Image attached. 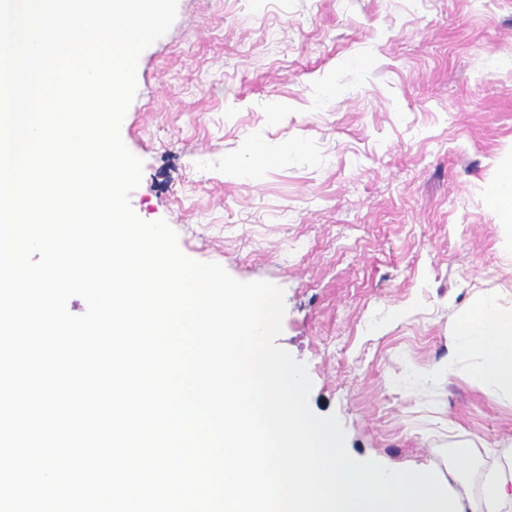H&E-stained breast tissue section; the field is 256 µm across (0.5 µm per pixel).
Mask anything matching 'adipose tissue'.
<instances>
[{"label":"adipose tissue","instance_id":"adipose-tissue-1","mask_svg":"<svg viewBox=\"0 0 512 512\" xmlns=\"http://www.w3.org/2000/svg\"><path fill=\"white\" fill-rule=\"evenodd\" d=\"M457 345L477 350L480 363L472 380L489 396L512 394V313H503L495 300L481 299L460 313L454 331ZM470 512H512V461L484 479Z\"/></svg>","mask_w":512,"mask_h":512}]
</instances>
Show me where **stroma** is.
<instances>
[{"instance_id":"obj_1","label":"stroma","mask_w":512,"mask_h":512,"mask_svg":"<svg viewBox=\"0 0 512 512\" xmlns=\"http://www.w3.org/2000/svg\"><path fill=\"white\" fill-rule=\"evenodd\" d=\"M136 82L137 216L283 289L276 343L352 457L476 497L512 449V396L471 380L451 333L483 297L512 310L487 203L512 163V0H178Z\"/></svg>"}]
</instances>
